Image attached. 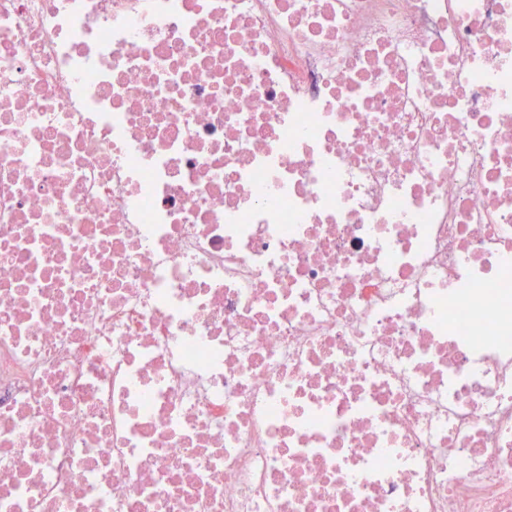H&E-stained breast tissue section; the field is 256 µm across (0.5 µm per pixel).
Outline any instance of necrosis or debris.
Instances as JSON below:
<instances>
[{"mask_svg":"<svg viewBox=\"0 0 512 512\" xmlns=\"http://www.w3.org/2000/svg\"><path fill=\"white\" fill-rule=\"evenodd\" d=\"M0 512H512V0H0Z\"/></svg>","mask_w":512,"mask_h":512,"instance_id":"obj_1","label":"necrosis or debris"}]
</instances>
